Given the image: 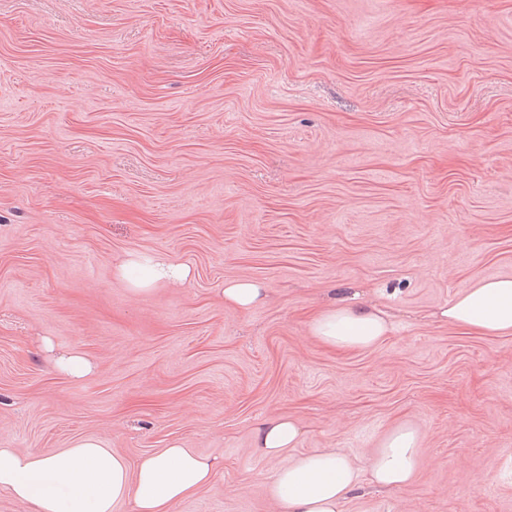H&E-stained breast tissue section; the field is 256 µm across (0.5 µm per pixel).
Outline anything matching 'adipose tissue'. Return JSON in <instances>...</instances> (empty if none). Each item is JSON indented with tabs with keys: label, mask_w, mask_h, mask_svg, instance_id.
Wrapping results in <instances>:
<instances>
[{
	"label": "adipose tissue",
	"mask_w": 512,
	"mask_h": 512,
	"mask_svg": "<svg viewBox=\"0 0 512 512\" xmlns=\"http://www.w3.org/2000/svg\"><path fill=\"white\" fill-rule=\"evenodd\" d=\"M132 269L140 272L130 282L136 292L161 282L179 285L189 277L185 265L150 253L130 255L119 271ZM445 315L465 329L512 334V277H490L464 289ZM310 330L333 348L369 349L383 340L388 326L371 310L340 306L315 314ZM300 436L293 419L271 418L257 426L255 446L263 455L277 457L295 447ZM421 444L418 428L398 424L371 455L365 472L382 485L408 484L419 467ZM214 472L208 458L176 446L144 455L133 466L93 439L51 456L0 447V491L30 505L32 512H114L127 501L134 512H170L172 504L209 484ZM359 474L345 455L314 451L280 469L270 493L283 512H340L357 488Z\"/></svg>",
	"instance_id": "adipose-tissue-1"
}]
</instances>
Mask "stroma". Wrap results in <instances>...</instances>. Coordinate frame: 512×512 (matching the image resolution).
<instances>
[{
  "mask_svg": "<svg viewBox=\"0 0 512 512\" xmlns=\"http://www.w3.org/2000/svg\"><path fill=\"white\" fill-rule=\"evenodd\" d=\"M133 252L191 275L133 292ZM502 275L512 0H0V446L189 448L172 512H283L262 421L359 462L407 421L414 479L342 512H512V334L443 315ZM343 303L384 340L314 337ZM265 297V288L248 279H234L224 284V302L243 312L259 306ZM310 330L325 345L337 349H369L380 343L389 329L377 313L352 306L326 309L310 320ZM255 448L263 455L278 457L288 448H295L301 429L288 417H276L263 421L255 429Z\"/></svg>",
  "mask_w": 512,
  "mask_h": 512,
  "instance_id": "35a3bbf8",
  "label": "stroma"
}]
</instances>
